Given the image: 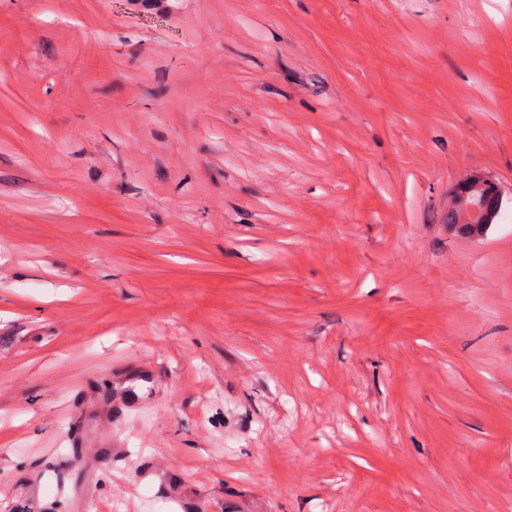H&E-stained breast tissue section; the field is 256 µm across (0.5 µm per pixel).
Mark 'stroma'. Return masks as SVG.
<instances>
[{
	"mask_svg": "<svg viewBox=\"0 0 512 512\" xmlns=\"http://www.w3.org/2000/svg\"><path fill=\"white\" fill-rule=\"evenodd\" d=\"M149 495L512 512V0H0V512ZM503 195L500 187L492 179L479 175H472L460 181L451 198V205L448 206V226L458 229L462 234L470 233V226L475 232L470 238L479 239L483 237V233H477V228L483 227L485 218L480 213L478 207L470 208L473 216H480L479 220L474 224H466L464 222V210L466 205L480 204L483 211H486L487 218L493 217L494 224L498 217L502 205Z\"/></svg>",
	"mask_w": 512,
	"mask_h": 512,
	"instance_id": "1",
	"label": "stroma"
}]
</instances>
